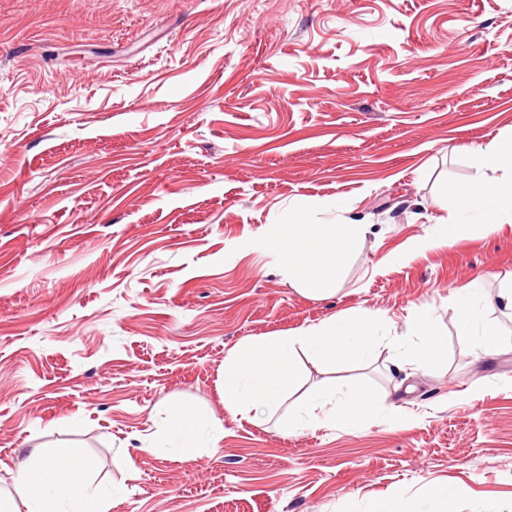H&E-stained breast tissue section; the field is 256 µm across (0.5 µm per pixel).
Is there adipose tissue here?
<instances>
[{
	"mask_svg": "<svg viewBox=\"0 0 512 512\" xmlns=\"http://www.w3.org/2000/svg\"><path fill=\"white\" fill-rule=\"evenodd\" d=\"M458 220L435 225L411 247L412 253L452 246L467 237L473 224L487 232L512 223V180L485 179L449 189ZM307 204H297L284 223L274 225L269 237L288 257L285 271L291 285L315 298L332 294L348 258L361 247L366 233L362 224H319L307 218ZM459 333L483 353L502 349L500 326L486 318L483 277L472 278L451 295ZM171 450L182 460L202 455L204 441L218 443V436L204 438L206 417L184 405L169 412ZM85 462L66 444L34 448L20 463L14 494H0V512H104L98 488L79 486Z\"/></svg>",
	"mask_w": 512,
	"mask_h": 512,
	"instance_id": "ef3b65f1",
	"label": "adipose tissue"
}]
</instances>
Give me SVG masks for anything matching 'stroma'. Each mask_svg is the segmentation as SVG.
I'll return each instance as SVG.
<instances>
[{
	"label": "stroma",
	"instance_id": "1",
	"mask_svg": "<svg viewBox=\"0 0 512 512\" xmlns=\"http://www.w3.org/2000/svg\"><path fill=\"white\" fill-rule=\"evenodd\" d=\"M512 136V0H0V492L32 448L65 440L108 512H512L507 349L458 336L451 292L512 277V223L474 226L403 264L447 216L471 151ZM366 225L331 296L293 288L272 224ZM430 313L448 360L381 343L337 376L409 414L283 437L224 408L241 340L354 309ZM223 430L195 460L168 410Z\"/></svg>",
	"mask_w": 512,
	"mask_h": 512
}]
</instances>
